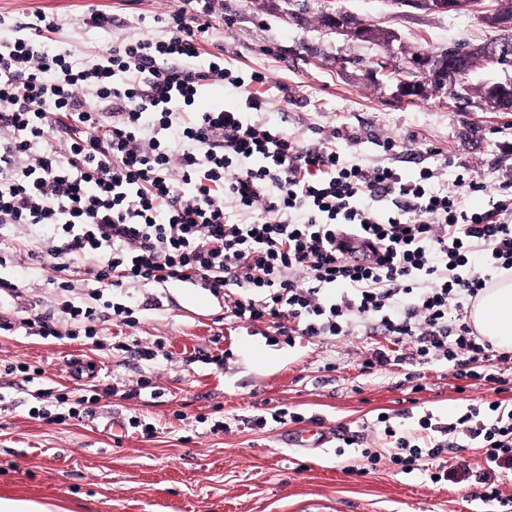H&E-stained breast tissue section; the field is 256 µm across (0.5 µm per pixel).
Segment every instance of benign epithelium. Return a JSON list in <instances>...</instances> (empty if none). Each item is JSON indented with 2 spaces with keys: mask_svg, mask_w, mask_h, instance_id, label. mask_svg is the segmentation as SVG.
Returning <instances> with one entry per match:
<instances>
[{
  "mask_svg": "<svg viewBox=\"0 0 512 512\" xmlns=\"http://www.w3.org/2000/svg\"><path fill=\"white\" fill-rule=\"evenodd\" d=\"M415 6H427L432 10L454 11L472 9L479 5L477 0H405ZM329 29L338 34H352L370 41L375 34V27L370 24L351 26L346 24L345 13L338 11L330 15ZM512 55V36L492 44L475 55L448 54L434 58H422L414 61L421 78L407 80L397 77L402 96L412 99L421 96L432 87H456L462 77L475 69L487 65H497Z\"/></svg>",
  "mask_w": 512,
  "mask_h": 512,
  "instance_id": "benign-epithelium-1",
  "label": "benign epithelium"
}]
</instances>
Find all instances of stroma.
Returning a JSON list of instances; mask_svg holds the SVG:
<instances>
[{"mask_svg":"<svg viewBox=\"0 0 512 512\" xmlns=\"http://www.w3.org/2000/svg\"><path fill=\"white\" fill-rule=\"evenodd\" d=\"M110 13L112 25L86 23L88 5ZM505 0H484L480 10L439 12L403 0H219L208 54L223 57L233 75L263 73L265 117L303 144L319 133H337L347 157L392 161L407 177L421 167L448 163V177L467 173L498 184L512 182V111L487 109L485 90L512 79V68L487 67L465 78L466 98L431 90L405 100L392 70L439 55L464 42L481 47L501 35L483 19ZM179 0H0V39L23 34V24L41 13L54 19L46 43L80 59L109 52L124 40L165 35L156 16ZM341 9L358 21L388 31L369 42L330 33L328 12ZM395 147L385 151V140ZM51 271L21 255L0 268V279L21 283L27 302L55 304ZM158 310L139 311L130 334L167 340L166 358L146 364L131 352L100 350L93 343H49L25 329L0 330V494L47 500L66 512H487L474 480L429 482L420 471L402 473L386 463L358 475L362 444L334 441L330 448L298 453L284 447L285 428L248 426L251 417L284 406L322 426L350 432L372 425L379 412L398 414L415 430L424 412L442 420L468 405L497 400L491 385L464 386L452 370L423 368V385L411 393L407 364L365 370L383 335L356 334L295 347L266 343L269 321L252 324L227 317L207 290L166 284ZM231 352L223 365L212 355ZM94 365L95 376L75 378L73 360ZM41 368L26 379L20 363ZM13 373H5V366ZM114 377L135 385L150 379L157 398L94 405L92 414L62 424L32 418L38 390L77 399L89 395L92 379ZM120 413L154 424L153 437L126 429L112 438L106 416ZM228 424L215 434V422Z\"/></svg>","mask_w":512,"mask_h":512,"instance_id":"stroma-1","label":"stroma"}]
</instances>
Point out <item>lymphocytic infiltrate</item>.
<instances>
[{
    "label": "lymphocytic infiltrate",
    "instance_id": "obj_1",
    "mask_svg": "<svg viewBox=\"0 0 512 512\" xmlns=\"http://www.w3.org/2000/svg\"><path fill=\"white\" fill-rule=\"evenodd\" d=\"M215 0H182L163 18L166 35L114 46L76 62L41 46L55 23L37 15L27 37L0 43V266L21 236L38 234L31 257L91 282L90 303L21 318L32 335L94 340L105 323L134 327L130 303L112 291L188 282L223 298L234 318L276 320L288 344L354 332L388 336L366 368L403 359L440 363L460 379L512 387L491 367V345L468 321L494 274L512 272V182L487 208L464 200L486 182L439 180L426 166L406 178L335 147L304 146L278 127L245 120L264 100L223 62L195 67ZM230 81L239 108L193 111L201 82ZM403 473L430 467L447 480L443 454L460 442L483 466L461 464L479 498L512 506L491 475L512 471V406L470 407L452 421L418 420L417 431L377 416Z\"/></svg>",
    "mask_w": 512,
    "mask_h": 512
}]
</instances>
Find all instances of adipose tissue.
<instances>
[{"mask_svg": "<svg viewBox=\"0 0 512 512\" xmlns=\"http://www.w3.org/2000/svg\"><path fill=\"white\" fill-rule=\"evenodd\" d=\"M470 319L493 346L512 349V276L492 281L476 300Z\"/></svg>", "mask_w": 512, "mask_h": 512, "instance_id": "adipose-tissue-1", "label": "adipose tissue"}]
</instances>
